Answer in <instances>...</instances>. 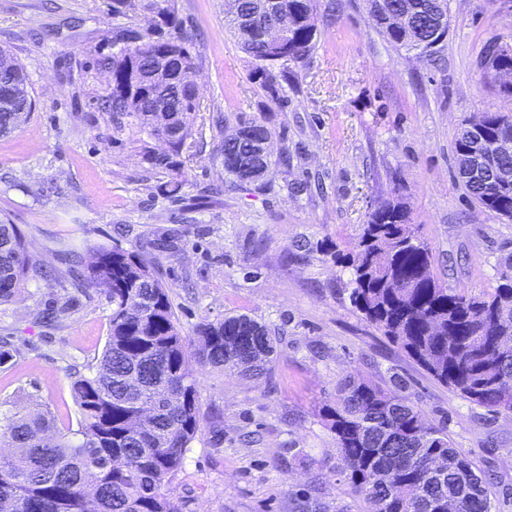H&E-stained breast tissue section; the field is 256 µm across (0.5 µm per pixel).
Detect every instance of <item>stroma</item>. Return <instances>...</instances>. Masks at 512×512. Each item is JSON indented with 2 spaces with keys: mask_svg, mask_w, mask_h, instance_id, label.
Listing matches in <instances>:
<instances>
[{
  "mask_svg": "<svg viewBox=\"0 0 512 512\" xmlns=\"http://www.w3.org/2000/svg\"><path fill=\"white\" fill-rule=\"evenodd\" d=\"M196 68L199 108L169 172L146 152L162 141L119 133L101 103L119 28L143 32L155 12L113 15L112 0H0V48L24 66L29 118L0 136V222L18 225L32 268L0 304V342L19 348L0 366V410L49 409L79 428L70 383L100 357L110 331L106 296L71 281L65 257L118 246L155 260L183 335L245 314L278 338L268 383L197 370L204 421L170 484L184 512H364L337 481L336 443L323 407L336 383L362 374L401 386L444 426L489 482L492 512H512V414L488 411L436 381L351 305L348 250L374 204L398 197L432 247V272L480 294L512 253V221L482 209L456 168L461 121L512 114V96L486 84L484 45L512 43V0H448L450 33L437 61L395 49L365 0H317L320 37L294 85L272 98L255 61L224 26V0H173ZM264 120L272 154L288 151L264 184L224 173L212 122Z\"/></svg>",
  "mask_w": 512,
  "mask_h": 512,
  "instance_id": "1",
  "label": "stroma"
}]
</instances>
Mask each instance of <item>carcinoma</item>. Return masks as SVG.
Masks as SVG:
<instances>
[{
  "mask_svg": "<svg viewBox=\"0 0 512 512\" xmlns=\"http://www.w3.org/2000/svg\"><path fill=\"white\" fill-rule=\"evenodd\" d=\"M224 9L225 27L257 67L254 78L274 94L304 65L320 32L316 0H281L276 21L288 30V59L278 61L255 31L266 24L259 0H236ZM439 0H367L378 32L395 48L418 51L434 60L448 37V15ZM127 56L99 60L112 75L104 108L115 129L136 128L159 136L153 121L155 87L145 85L157 58L169 53L193 67L182 39L162 32L143 35L127 29L121 36ZM488 78L512 71V52L496 53L484 64ZM0 134L18 128L34 103L21 65L0 49ZM167 106L176 118L196 111L187 91L172 93ZM484 150L497 151L512 139V117L486 113ZM224 173L241 185L265 179L269 154L244 166L272 140L273 131L251 119L222 128ZM191 135L188 123L148 161L172 175L170 194L182 187L174 156ZM463 184L483 208L512 209V184L487 176ZM409 211L397 198L377 202L346 254L351 269L350 302L363 317L438 382L465 398L491 408L504 395L500 380H512V355L494 357L490 338L512 334V257L497 271L496 287L476 296L439 284L431 272L432 253L418 224L406 227ZM71 272L88 288L103 292L112 305L110 333L90 374H76L71 393L80 415L79 429L63 433L48 409L0 415V444L19 456L10 474L0 477V512H182L169 484L182 469L190 443L201 428L197 378L174 315L169 294L150 258L120 248L96 249L83 264L70 253ZM22 233L0 224V303L10 302L29 272ZM200 361L259 384L270 372L277 342L269 329L240 314L197 329ZM324 417L334 434L339 474L365 503V512H491L485 480L448 439L400 390L384 389L361 376L336 385V404ZM439 457L444 468L432 473L426 462Z\"/></svg>",
  "mask_w": 512,
  "mask_h": 512,
  "instance_id": "carcinoma-1",
  "label": "carcinoma"
}]
</instances>
